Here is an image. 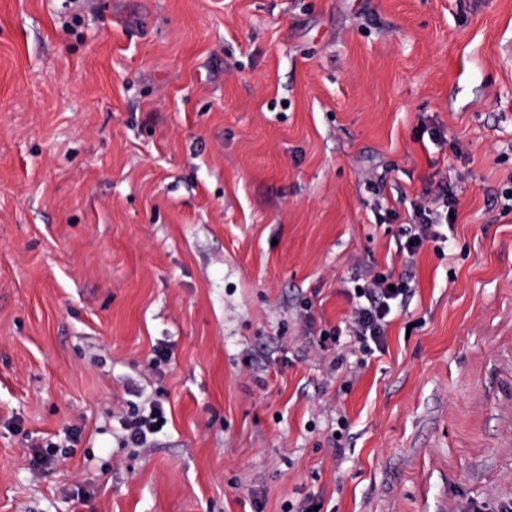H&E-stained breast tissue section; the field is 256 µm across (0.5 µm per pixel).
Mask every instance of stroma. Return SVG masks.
Instances as JSON below:
<instances>
[{"mask_svg": "<svg viewBox=\"0 0 512 512\" xmlns=\"http://www.w3.org/2000/svg\"><path fill=\"white\" fill-rule=\"evenodd\" d=\"M381 172L454 184L450 249L405 268ZM508 193L512 0H0V512H499ZM370 269L385 352L320 351ZM300 319L305 324L309 336L314 334V342L321 350L335 347L340 341L343 330L337 326L317 325L316 318L312 313V304L305 301L300 305ZM167 423L166 408L161 397L148 399L129 415L121 418L120 424L126 432L122 443L126 448H144L151 438L160 433ZM160 424V427H157Z\"/></svg>", "mask_w": 512, "mask_h": 512, "instance_id": "stroma-1", "label": "stroma"}]
</instances>
